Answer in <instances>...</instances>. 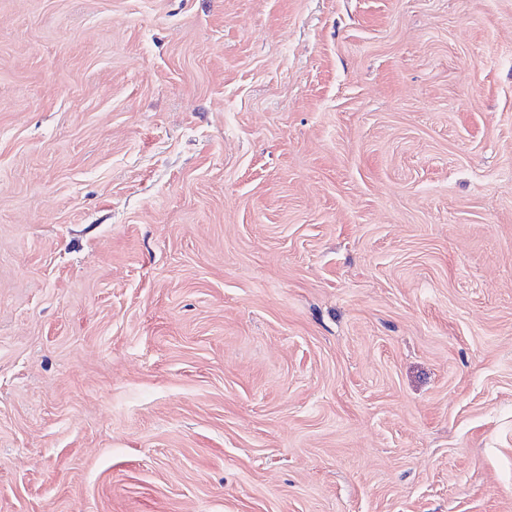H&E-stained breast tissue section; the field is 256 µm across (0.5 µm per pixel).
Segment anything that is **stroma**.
<instances>
[{
	"label": "stroma",
	"mask_w": 512,
	"mask_h": 512,
	"mask_svg": "<svg viewBox=\"0 0 512 512\" xmlns=\"http://www.w3.org/2000/svg\"><path fill=\"white\" fill-rule=\"evenodd\" d=\"M0 512H512V0H0Z\"/></svg>",
	"instance_id": "stroma-1"
}]
</instances>
